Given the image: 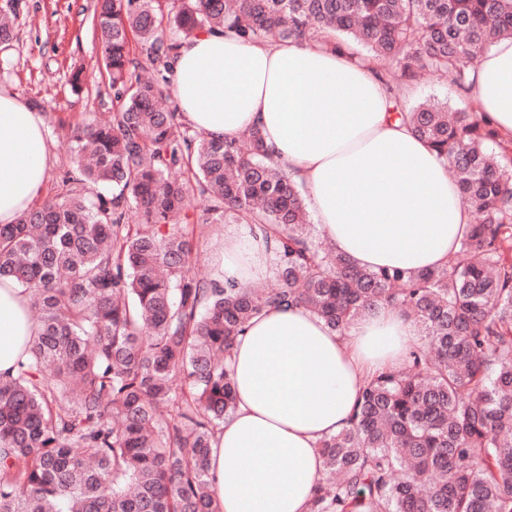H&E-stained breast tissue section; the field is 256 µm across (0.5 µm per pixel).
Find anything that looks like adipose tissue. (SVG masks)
Returning a JSON list of instances; mask_svg holds the SVG:
<instances>
[{"label":"adipose tissue","mask_w":512,"mask_h":512,"mask_svg":"<svg viewBox=\"0 0 512 512\" xmlns=\"http://www.w3.org/2000/svg\"><path fill=\"white\" fill-rule=\"evenodd\" d=\"M473 79L478 110L512 138V38L477 59ZM172 84L183 123L227 139L259 129L322 236L358 267L445 266L468 230L443 159L394 116L378 70L348 53L202 32L182 40ZM52 156L42 114L0 90V224L39 198ZM278 264L272 232L228 224L212 280L245 287ZM37 330L27 294L1 281L0 378ZM419 340L387 305L342 334L301 305L252 318L229 360L236 408L209 459L222 512H308L324 474L318 442L349 427L365 382L402 367Z\"/></svg>","instance_id":"1"}]
</instances>
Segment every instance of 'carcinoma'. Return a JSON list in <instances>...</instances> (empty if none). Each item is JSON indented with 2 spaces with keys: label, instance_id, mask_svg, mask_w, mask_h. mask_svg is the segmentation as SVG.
Returning a JSON list of instances; mask_svg holds the SVG:
<instances>
[{
  "label": "carcinoma",
  "instance_id": "obj_1",
  "mask_svg": "<svg viewBox=\"0 0 512 512\" xmlns=\"http://www.w3.org/2000/svg\"><path fill=\"white\" fill-rule=\"evenodd\" d=\"M93 24L112 113L72 130L67 196L0 224V279L40 326L0 380V512H220L208 462L246 323L301 304L341 333L379 303L421 342L320 441L310 512H512V138L468 102L401 107L475 218L446 266L371 271L313 235L259 131L215 138L162 106L178 36L201 30L351 47L401 103L423 73L467 93L478 57L512 37V0H99ZM12 39L5 13L0 47ZM194 190L205 224L274 227L275 286L227 291L192 271Z\"/></svg>",
  "mask_w": 512,
  "mask_h": 512
}]
</instances>
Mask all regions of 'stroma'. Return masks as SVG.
<instances>
[{"instance_id": "obj_1", "label": "stroma", "mask_w": 512, "mask_h": 512, "mask_svg": "<svg viewBox=\"0 0 512 512\" xmlns=\"http://www.w3.org/2000/svg\"><path fill=\"white\" fill-rule=\"evenodd\" d=\"M95 5L96 0H0V13L15 21V39L0 51V89L44 116L55 151L42 192L46 199L66 191L72 127L112 110V90L92 24ZM76 72L81 88L75 92L70 80Z\"/></svg>"}]
</instances>
